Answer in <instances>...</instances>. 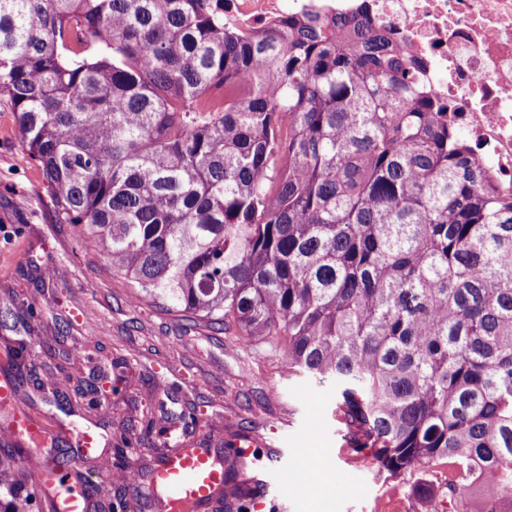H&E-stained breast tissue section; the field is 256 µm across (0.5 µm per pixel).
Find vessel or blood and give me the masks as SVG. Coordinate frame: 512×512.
Masks as SVG:
<instances>
[{"label":"vessel or blood","instance_id":"1","mask_svg":"<svg viewBox=\"0 0 512 512\" xmlns=\"http://www.w3.org/2000/svg\"><path fill=\"white\" fill-rule=\"evenodd\" d=\"M0 407L9 408L10 436H33L50 442L51 432L36 423L16 393L13 383L0 376ZM154 487L163 489L162 512H206L224 489V464L215 449L184 445L162 456L150 474Z\"/></svg>","mask_w":512,"mask_h":512}]
</instances>
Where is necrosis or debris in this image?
<instances>
[{
  "label": "necrosis or debris",
  "mask_w": 512,
  "mask_h": 512,
  "mask_svg": "<svg viewBox=\"0 0 512 512\" xmlns=\"http://www.w3.org/2000/svg\"><path fill=\"white\" fill-rule=\"evenodd\" d=\"M357 0H224V24L248 33L309 11L349 13ZM376 23L421 62L496 191L512 195V0H367Z\"/></svg>",
  "instance_id": "1"
}]
</instances>
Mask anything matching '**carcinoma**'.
I'll return each instance as SVG.
<instances>
[{
    "instance_id": "carcinoma-1",
    "label": "carcinoma",
    "mask_w": 512,
    "mask_h": 512,
    "mask_svg": "<svg viewBox=\"0 0 512 512\" xmlns=\"http://www.w3.org/2000/svg\"><path fill=\"white\" fill-rule=\"evenodd\" d=\"M366 6L224 29V0H0V98L53 219L133 295L284 355L354 448L512 506V197ZM32 440L0 512H32ZM251 461L228 464L245 512Z\"/></svg>"
}]
</instances>
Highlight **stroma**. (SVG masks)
I'll return each instance as SVG.
<instances>
[{
  "instance_id": "1",
  "label": "stroma",
  "mask_w": 512,
  "mask_h": 512,
  "mask_svg": "<svg viewBox=\"0 0 512 512\" xmlns=\"http://www.w3.org/2000/svg\"><path fill=\"white\" fill-rule=\"evenodd\" d=\"M54 268L66 270L63 286L40 287ZM21 339L31 351L19 393L53 432L55 454L80 458L95 501L148 512L141 487L114 481L101 462L115 460V436L140 431L142 413L158 410L172 444L219 449L235 435L255 437L261 512H425L413 483L438 487L448 474L443 466L398 478L378 470L369 450L345 441L333 390L289 375L283 359L233 333L133 302L128 279L54 222L42 170L0 98V361ZM109 377L120 392L100 409L76 395ZM87 428L102 441L98 456L82 458L77 433Z\"/></svg>"
}]
</instances>
